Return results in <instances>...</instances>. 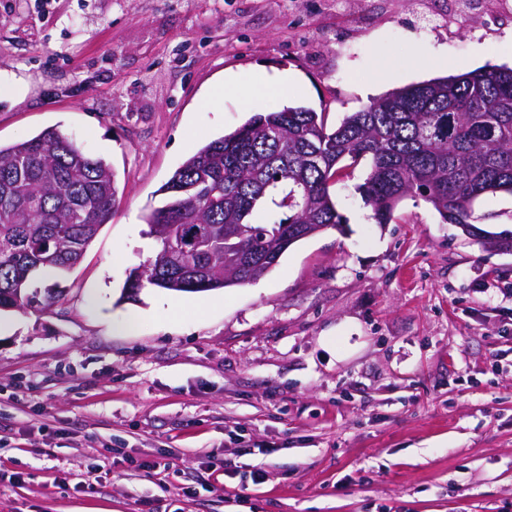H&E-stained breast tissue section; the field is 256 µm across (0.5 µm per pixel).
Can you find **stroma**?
<instances>
[{"instance_id":"stroma-1","label":"stroma","mask_w":512,"mask_h":512,"mask_svg":"<svg viewBox=\"0 0 512 512\" xmlns=\"http://www.w3.org/2000/svg\"><path fill=\"white\" fill-rule=\"evenodd\" d=\"M489 64L512 0H0V143L59 128L118 186L58 301L0 312V512H512V254L423 199L377 224L359 168L263 279L124 293L200 147ZM470 221L511 232L512 194Z\"/></svg>"}]
</instances>
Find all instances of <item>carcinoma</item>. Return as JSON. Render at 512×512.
Here are the masks:
<instances>
[{
  "label": "carcinoma",
  "instance_id": "obj_1",
  "mask_svg": "<svg viewBox=\"0 0 512 512\" xmlns=\"http://www.w3.org/2000/svg\"><path fill=\"white\" fill-rule=\"evenodd\" d=\"M365 160L358 190L375 223L420 197L480 246L495 238L512 252V233L470 223L476 199L512 194V68L489 66L391 91L333 129L301 106L252 116L161 187L166 202L147 217L160 248L125 287L202 292L260 280L293 244L343 230L330 184ZM116 195L112 167L56 128L0 145V311L25 306L35 273L74 268Z\"/></svg>",
  "mask_w": 512,
  "mask_h": 512
}]
</instances>
